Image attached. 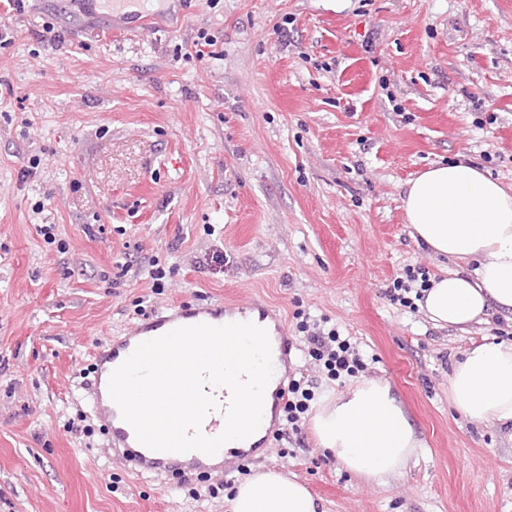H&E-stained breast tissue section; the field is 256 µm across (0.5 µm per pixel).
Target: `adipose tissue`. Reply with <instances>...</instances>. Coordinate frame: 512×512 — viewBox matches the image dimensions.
I'll return each instance as SVG.
<instances>
[{
  "mask_svg": "<svg viewBox=\"0 0 512 512\" xmlns=\"http://www.w3.org/2000/svg\"><path fill=\"white\" fill-rule=\"evenodd\" d=\"M402 205L414 239L454 263L420 303L429 320L464 333L489 312L512 316V188L475 165L438 163L408 182ZM448 398L472 422L512 428V340L464 350ZM312 429L321 448L366 480L402 471L418 448L389 385L373 378L324 395ZM230 512H316V504L303 484L271 470L239 484Z\"/></svg>",
  "mask_w": 512,
  "mask_h": 512,
  "instance_id": "ef3b65f1",
  "label": "adipose tissue"
}]
</instances>
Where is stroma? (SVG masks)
<instances>
[{"label":"stroma","mask_w":512,"mask_h":512,"mask_svg":"<svg viewBox=\"0 0 512 512\" xmlns=\"http://www.w3.org/2000/svg\"><path fill=\"white\" fill-rule=\"evenodd\" d=\"M147 11L145 30L83 0L0 18V512H228L265 470L322 512H512V431L448 399L454 360L512 323L463 334L386 294L405 266L442 267L411 236L407 181L467 161L512 187V0ZM248 299L281 316L288 372L315 396L357 378L319 371L298 323L356 343L421 443L402 473L355 476L307 423L245 473L137 475L113 457L83 398L96 347L163 307Z\"/></svg>","instance_id":"stroma-1"}]
</instances>
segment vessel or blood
I'll use <instances>...</instances> for the list:
<instances>
[{
    "instance_id": "obj_1",
    "label": "vessel or blood",
    "mask_w": 512,
    "mask_h": 512,
    "mask_svg": "<svg viewBox=\"0 0 512 512\" xmlns=\"http://www.w3.org/2000/svg\"><path fill=\"white\" fill-rule=\"evenodd\" d=\"M235 322H251L264 328L271 345L273 376L265 390L267 406L256 432L240 440L238 447L221 448L212 456L199 451H155L141 444L109 394V379L113 371L140 343L175 328L199 324L221 326ZM291 349L292 343L284 331L282 320L259 302L169 307L137 323L127 335L114 337L99 347L94 355V379L87 386L84 399L95 419L106 428L108 446L113 456L122 460L132 473L161 475L171 468L183 467L222 474L228 472L231 464L254 461L257 455L263 453L265 442L275 431L286 402Z\"/></svg>"
}]
</instances>
